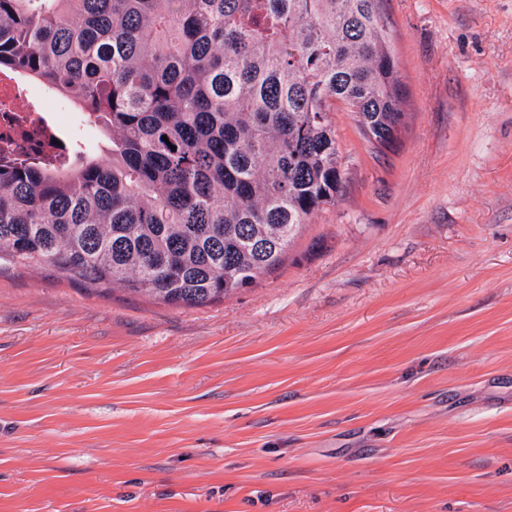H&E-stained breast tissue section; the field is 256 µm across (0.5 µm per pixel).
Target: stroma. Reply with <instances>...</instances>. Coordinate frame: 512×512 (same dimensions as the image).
Masks as SVG:
<instances>
[{"label": "stroma", "instance_id": "35a3bbf8", "mask_svg": "<svg viewBox=\"0 0 512 512\" xmlns=\"http://www.w3.org/2000/svg\"><path fill=\"white\" fill-rule=\"evenodd\" d=\"M404 93L203 306L0 270V512H512V0H384Z\"/></svg>", "mask_w": 512, "mask_h": 512}]
</instances>
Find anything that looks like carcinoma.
Segmentation results:
<instances>
[{
    "mask_svg": "<svg viewBox=\"0 0 512 512\" xmlns=\"http://www.w3.org/2000/svg\"><path fill=\"white\" fill-rule=\"evenodd\" d=\"M390 32L381 0H0V74L108 140L63 172L0 156V262L176 306L256 283L341 196L331 103L395 140Z\"/></svg>",
    "mask_w": 512,
    "mask_h": 512,
    "instance_id": "obj_1",
    "label": "carcinoma"
}]
</instances>
